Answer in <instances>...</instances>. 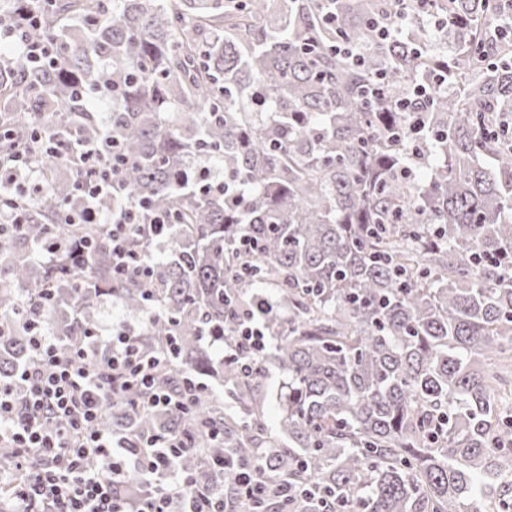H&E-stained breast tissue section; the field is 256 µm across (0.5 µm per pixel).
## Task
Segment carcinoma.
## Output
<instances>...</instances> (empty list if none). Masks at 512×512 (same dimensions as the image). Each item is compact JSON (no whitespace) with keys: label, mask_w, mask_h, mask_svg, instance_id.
<instances>
[{"label":"carcinoma","mask_w":512,"mask_h":512,"mask_svg":"<svg viewBox=\"0 0 512 512\" xmlns=\"http://www.w3.org/2000/svg\"><path fill=\"white\" fill-rule=\"evenodd\" d=\"M48 0L26 40L50 42L40 66L0 56V165L71 154L70 131L102 132L89 101L112 84L107 132L126 160L101 209L145 200L168 218L171 253L153 256L152 282L112 278L107 224H63L77 202L72 177L36 200L0 192V210L27 215L32 250L66 245L36 266L0 240V380L28 356L25 319L51 317L68 344L93 324L101 296L132 313L159 307L145 330L169 345L162 387L216 378L239 406L224 413L210 389L163 414L108 408L100 425L185 434L181 460L198 485L224 486L263 458L265 480L312 494L264 512H512V35H495L499 0ZM275 11L273 23L257 26ZM414 12L443 19L457 46L382 38L374 27ZM348 45L364 60L336 53ZM448 61V81H432ZM426 85L417 127L400 100ZM494 160L487 168L482 159ZM224 164L234 202L206 195L193 166ZM247 236L254 248H239ZM288 305L271 314L286 375L283 415L271 431L264 359L246 375L201 343H222L256 288ZM218 432L224 440H213ZM225 460L224 470L211 465Z\"/></svg>","instance_id":"1"}]
</instances>
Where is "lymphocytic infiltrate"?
I'll return each instance as SVG.
<instances>
[{
  "instance_id": "1",
  "label": "lymphocytic infiltrate",
  "mask_w": 512,
  "mask_h": 512,
  "mask_svg": "<svg viewBox=\"0 0 512 512\" xmlns=\"http://www.w3.org/2000/svg\"><path fill=\"white\" fill-rule=\"evenodd\" d=\"M80 166L74 185L80 204L64 210L67 224L111 227L112 271L116 277L150 283L153 267L129 247L132 231L147 229L152 240L167 237V220L149 216L144 204L104 212L98 205L111 191L121 165L110 153V139L76 137ZM272 301L258 297L244 312L225 358L253 371L268 345L264 317ZM29 358L9 384H0V443L14 450L18 478L0 470V484L14 490V512H227L223 491L196 488L177 468L191 453L185 437L117 435L99 428L107 404H122L136 392V406L151 412L184 405L185 390L158 386L166 366L164 350L148 348L141 331L118 325L110 331L90 328L84 338L61 344L44 322H29ZM96 467H88L89 457ZM142 485L132 492L123 485L129 471Z\"/></svg>"
}]
</instances>
